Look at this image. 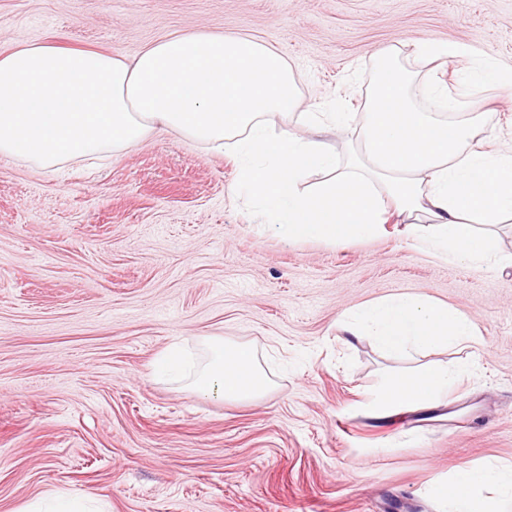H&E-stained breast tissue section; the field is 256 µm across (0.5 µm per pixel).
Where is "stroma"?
<instances>
[{"mask_svg":"<svg viewBox=\"0 0 512 512\" xmlns=\"http://www.w3.org/2000/svg\"><path fill=\"white\" fill-rule=\"evenodd\" d=\"M188 32L282 53L300 109L363 113L379 51L462 41L512 67V0H0V50L32 42L132 59ZM480 151L512 149V95L488 90ZM233 158L169 130L43 169L0 158V512L49 492L87 512H449L458 467L512 473V265L440 260L387 224L372 239L291 242L232 191ZM413 293L484 344L446 402L380 416L399 360L344 335L346 311ZM246 342L271 384L199 395L213 338ZM187 377L158 373L171 345Z\"/></svg>","mask_w":512,"mask_h":512,"instance_id":"35a3bbf8","label":"stroma"}]
</instances>
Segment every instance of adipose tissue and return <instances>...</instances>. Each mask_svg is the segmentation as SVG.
Returning a JSON list of instances; mask_svg holds the SVG:
<instances>
[{"label":"adipose tissue","mask_w":512,"mask_h":512,"mask_svg":"<svg viewBox=\"0 0 512 512\" xmlns=\"http://www.w3.org/2000/svg\"><path fill=\"white\" fill-rule=\"evenodd\" d=\"M395 47L378 56L361 118L356 153L346 166L321 132L346 125L348 112H305L302 136L286 120L296 110L298 84L288 61L251 38L190 33L168 37L133 61L93 50L32 42L0 51V156L43 168L138 144L156 126L221 151L237 152L234 190L265 208L270 224L292 241L328 243L378 236L390 216L405 233L445 258L475 265L502 262L498 224L512 219V153L475 147L486 126L478 101L449 95L447 86L401 64ZM411 55L430 62L467 60L468 86L512 91V71L465 42L424 39ZM441 100L465 120L413 106L412 95ZM326 172L316 189L306 176ZM352 337L366 336L386 356L441 347L481 345L473 322L454 308L412 294L361 305L343 319ZM208 363L192 386L205 395L247 402L270 379L247 343L208 344ZM460 370L430 365L389 374L372 400L387 414L432 407L456 387ZM482 486L512 496V482L494 468L462 467L436 489L453 512H490L473 491Z\"/></svg>","instance_id":"ef3b65f1"}]
</instances>
